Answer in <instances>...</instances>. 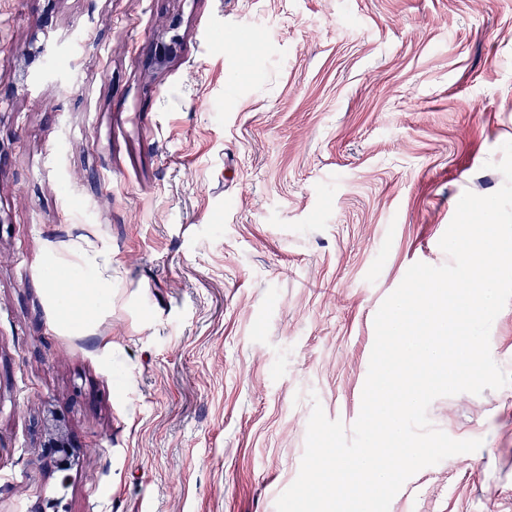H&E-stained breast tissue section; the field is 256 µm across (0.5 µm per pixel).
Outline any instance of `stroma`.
I'll use <instances>...</instances> for the list:
<instances>
[{
    "instance_id": "35a3bbf8",
    "label": "stroma",
    "mask_w": 512,
    "mask_h": 512,
    "mask_svg": "<svg viewBox=\"0 0 512 512\" xmlns=\"http://www.w3.org/2000/svg\"><path fill=\"white\" fill-rule=\"evenodd\" d=\"M508 141L512 0H0V512H275ZM428 417L389 512H512V385ZM43 419V453L50 460L54 471L59 473L65 482L76 457L75 448L80 446L71 436L65 418L59 412L48 408Z\"/></svg>"
}]
</instances>
